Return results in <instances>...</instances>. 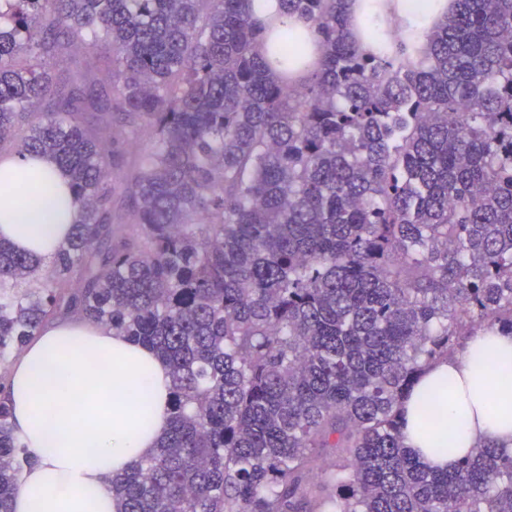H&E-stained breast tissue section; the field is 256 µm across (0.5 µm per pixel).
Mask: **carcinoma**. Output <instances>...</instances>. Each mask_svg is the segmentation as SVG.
<instances>
[{"mask_svg": "<svg viewBox=\"0 0 512 512\" xmlns=\"http://www.w3.org/2000/svg\"><path fill=\"white\" fill-rule=\"evenodd\" d=\"M0 0V143L82 209L34 259L0 241V357L79 316L171 374L160 448L115 512H512V451L451 471L403 446L401 406L478 320L512 331V0H456L424 40L346 0ZM112 47L111 93L46 67ZM102 101L115 126L77 121ZM113 224L112 170L143 131ZM327 448L346 457L310 482ZM33 464L0 398V512Z\"/></svg>", "mask_w": 512, "mask_h": 512, "instance_id": "carcinoma-1", "label": "carcinoma"}]
</instances>
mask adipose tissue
I'll use <instances>...</instances> for the list:
<instances>
[{
    "label": "adipose tissue",
    "mask_w": 512,
    "mask_h": 512,
    "mask_svg": "<svg viewBox=\"0 0 512 512\" xmlns=\"http://www.w3.org/2000/svg\"><path fill=\"white\" fill-rule=\"evenodd\" d=\"M453 0H350L348 21L379 14L387 25L420 37ZM46 184L40 205L19 212L16 192ZM81 208L67 179L29 155L0 158V239L15 250L49 257L68 240ZM452 383L433 431L419 427L417 408L435 388ZM171 378L146 347L84 321L40 329L9 369L7 398L15 436L33 460L18 475L13 512H114L112 478L151 456L167 430ZM143 415L130 414L133 402ZM405 445L426 464L450 470L480 441L512 449V333L486 327L466 350L427 366L404 405Z\"/></svg>",
    "instance_id": "ef3b65f1"
}]
</instances>
